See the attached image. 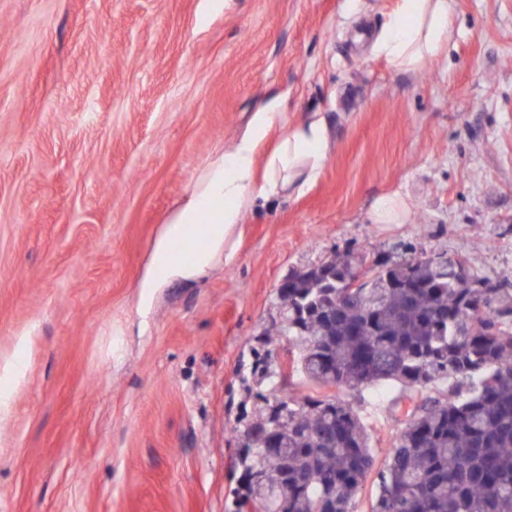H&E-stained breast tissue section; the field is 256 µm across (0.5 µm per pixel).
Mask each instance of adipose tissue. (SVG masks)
Listing matches in <instances>:
<instances>
[{
  "label": "adipose tissue",
  "instance_id": "ef3b65f1",
  "mask_svg": "<svg viewBox=\"0 0 512 512\" xmlns=\"http://www.w3.org/2000/svg\"><path fill=\"white\" fill-rule=\"evenodd\" d=\"M453 30L454 0H399L373 52L396 69L417 71L447 56ZM274 129L280 132L275 145L261 152V144ZM327 150L324 119L291 125L276 104L256 113L250 132L232 150L210 161L169 215L155 243L143 287L203 275L215 255L227 249L247 202L311 180Z\"/></svg>",
  "mask_w": 512,
  "mask_h": 512
}]
</instances>
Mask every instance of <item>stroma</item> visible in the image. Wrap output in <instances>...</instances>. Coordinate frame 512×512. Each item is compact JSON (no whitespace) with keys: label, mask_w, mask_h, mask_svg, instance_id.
Listing matches in <instances>:
<instances>
[{"label":"stroma","mask_w":512,"mask_h":512,"mask_svg":"<svg viewBox=\"0 0 512 512\" xmlns=\"http://www.w3.org/2000/svg\"><path fill=\"white\" fill-rule=\"evenodd\" d=\"M0 0V512H227L240 366L291 271L412 244L512 275V0H455L447 58L372 43L397 0ZM283 102L325 118L302 189L231 257L140 286L198 176ZM399 194L404 220L377 224ZM361 394L377 455L402 428ZM406 203L397 195H387L378 199L373 208V220L377 224H393L405 217Z\"/></svg>","instance_id":"obj_1"}]
</instances>
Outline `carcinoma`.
Instances as JSON below:
<instances>
[{
	"label": "carcinoma",
	"mask_w": 512,
	"mask_h": 512,
	"mask_svg": "<svg viewBox=\"0 0 512 512\" xmlns=\"http://www.w3.org/2000/svg\"><path fill=\"white\" fill-rule=\"evenodd\" d=\"M361 267L367 281L346 287ZM275 307L242 379L233 512H356L370 479V512H512V288L444 253L347 251L288 275ZM282 336L288 371L324 394L272 379ZM384 385L411 411L378 465L360 404L329 390Z\"/></svg>",
	"instance_id": "cac0c4a2"
}]
</instances>
